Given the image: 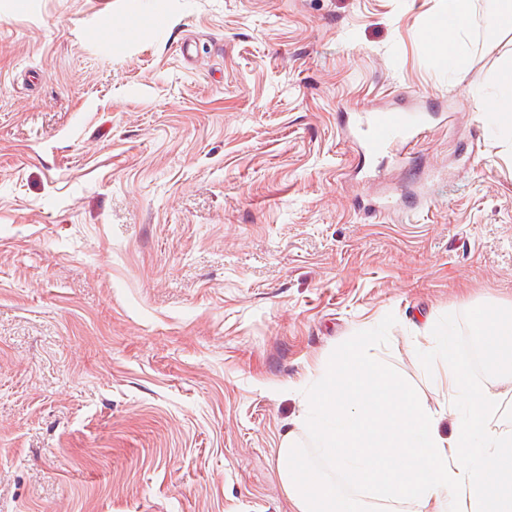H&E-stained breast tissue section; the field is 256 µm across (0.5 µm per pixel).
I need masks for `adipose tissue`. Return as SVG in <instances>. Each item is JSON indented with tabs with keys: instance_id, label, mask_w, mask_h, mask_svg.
Instances as JSON below:
<instances>
[{
	"instance_id": "ef3b65f1",
	"label": "adipose tissue",
	"mask_w": 512,
	"mask_h": 512,
	"mask_svg": "<svg viewBox=\"0 0 512 512\" xmlns=\"http://www.w3.org/2000/svg\"><path fill=\"white\" fill-rule=\"evenodd\" d=\"M474 2L447 0L446 19L434 24V45L452 63L470 51ZM472 328L496 378L472 379L454 327L445 325L417 344L427 375L446 384L433 403L379 355L366 331L319 367L277 453L292 512H375L390 502L407 512H512V425L503 407L512 394V308L475 309ZM448 417L454 431L445 434ZM301 430L312 432L327 471L311 465L298 444ZM340 478L355 495L339 491Z\"/></svg>"
}]
</instances>
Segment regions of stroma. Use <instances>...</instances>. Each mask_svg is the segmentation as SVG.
Wrapping results in <instances>:
<instances>
[{"instance_id":"obj_1","label":"stroma","mask_w":512,"mask_h":512,"mask_svg":"<svg viewBox=\"0 0 512 512\" xmlns=\"http://www.w3.org/2000/svg\"><path fill=\"white\" fill-rule=\"evenodd\" d=\"M443 7H0V512H288L301 385L365 327L441 398L419 331L464 357L512 306V138L480 105L512 34L476 0L448 69ZM401 97L448 119L362 156L346 115Z\"/></svg>"}]
</instances>
